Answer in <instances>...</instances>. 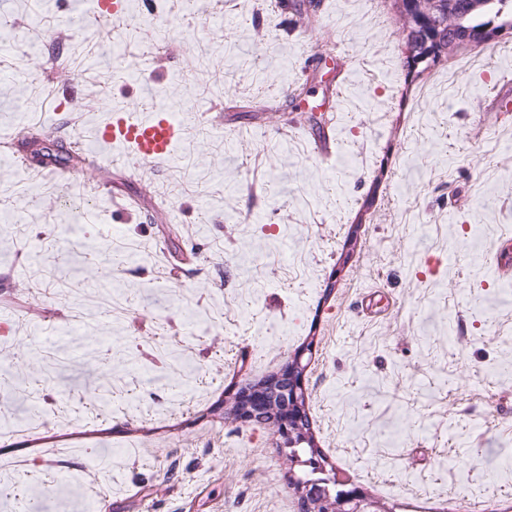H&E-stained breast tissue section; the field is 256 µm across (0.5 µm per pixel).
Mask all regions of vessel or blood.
Returning <instances> with one entry per match:
<instances>
[{
	"label": "vessel or blood",
	"mask_w": 512,
	"mask_h": 512,
	"mask_svg": "<svg viewBox=\"0 0 512 512\" xmlns=\"http://www.w3.org/2000/svg\"><path fill=\"white\" fill-rule=\"evenodd\" d=\"M183 128L173 114L161 110L142 120L130 118L126 113H113L111 119L100 126L96 138L104 146L120 145L130 148L142 161L167 160L174 146L181 140Z\"/></svg>",
	"instance_id": "obj_1"
}]
</instances>
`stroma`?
Wrapping results in <instances>:
<instances>
[{"label":"stroma","instance_id":"1","mask_svg":"<svg viewBox=\"0 0 512 512\" xmlns=\"http://www.w3.org/2000/svg\"><path fill=\"white\" fill-rule=\"evenodd\" d=\"M125 2L0 0V512H298L226 412L298 356L337 474L512 512V35L422 69L393 0ZM158 109L170 159L96 143Z\"/></svg>","mask_w":512,"mask_h":512}]
</instances>
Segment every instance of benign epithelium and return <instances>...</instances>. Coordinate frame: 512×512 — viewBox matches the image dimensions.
I'll list each match as a JSON object with an SVG mask.
<instances>
[{"label": "benign epithelium", "mask_w": 512, "mask_h": 512, "mask_svg": "<svg viewBox=\"0 0 512 512\" xmlns=\"http://www.w3.org/2000/svg\"><path fill=\"white\" fill-rule=\"evenodd\" d=\"M303 371L304 366L297 360L259 384L240 389L233 398L235 417L251 422L257 414H262L275 426L280 448L292 449L293 463L302 467V475L291 480L300 512H390L364 488L348 484L328 472L317 452L301 453L296 449L295 434L304 419V410L300 406ZM285 379L288 380L290 400L283 406L288 410V416L279 418L266 394L278 390Z\"/></svg>", "instance_id": "7a95c632"}]
</instances>
